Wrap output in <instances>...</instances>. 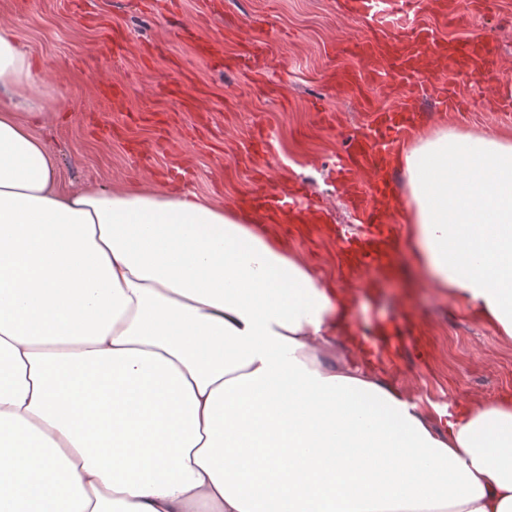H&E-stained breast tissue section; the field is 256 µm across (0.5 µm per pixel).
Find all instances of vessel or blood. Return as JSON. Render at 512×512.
I'll return each mask as SVG.
<instances>
[{
    "instance_id": "b4317fda",
    "label": "vessel or blood",
    "mask_w": 512,
    "mask_h": 512,
    "mask_svg": "<svg viewBox=\"0 0 512 512\" xmlns=\"http://www.w3.org/2000/svg\"><path fill=\"white\" fill-rule=\"evenodd\" d=\"M344 3L350 16L370 18L375 29L374 36L352 38L349 53L370 64L372 81H379L389 73L412 90L411 97L397 107L372 110L364 131L348 140L338 170L341 188L352 205L362 207L367 200L372 203L363 212L368 224L365 236L337 234L339 260L354 275L370 270L388 273L393 269L396 242L387 216L395 187L386 168V152L402 134L410 116L417 112V98L431 96L448 112L461 111L465 106L450 84L418 82L422 65L437 56L448 60L459 73L496 77L502 73L503 64L493 40L442 41L433 29L412 25L408 13L426 6L427 0H344ZM368 171L374 172V182L362 180V173ZM242 205L254 212L286 215L293 223L314 218L319 211L316 203L301 201L297 194L283 195L263 187L246 194ZM361 343L365 357L376 362L393 360L399 351V330L378 324L362 337Z\"/></svg>"
}]
</instances>
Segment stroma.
<instances>
[{"label": "stroma", "instance_id": "stroma-1", "mask_svg": "<svg viewBox=\"0 0 512 512\" xmlns=\"http://www.w3.org/2000/svg\"><path fill=\"white\" fill-rule=\"evenodd\" d=\"M343 0H0V23L13 26L43 74L34 92L49 107L38 135L59 156L62 185L94 182L192 191L227 208L265 186L303 184L327 208L331 224L358 232L359 222L334 181L348 138L368 121V108H388L406 95L402 84L370 80V66L343 53L372 24L344 14ZM439 38H491L503 79L512 80V0H490L485 17L448 21L419 14ZM268 41L269 63L244 59L248 40ZM355 73L361 92L330 80ZM447 79L467 101L463 112L423 102L427 126L487 128L512 136V116L497 103L498 81L458 74L430 62L423 81ZM501 78V79H502ZM271 234L354 296L356 329L377 322L414 330L431 354H404L385 366L412 394L439 403L512 399V344L419 273L411 245L398 243L395 269L346 280L335 239L303 234L287 222Z\"/></svg>", "mask_w": 512, "mask_h": 512}]
</instances>
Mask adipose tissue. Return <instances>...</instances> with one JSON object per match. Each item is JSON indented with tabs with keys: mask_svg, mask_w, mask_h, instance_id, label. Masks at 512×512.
Instances as JSON below:
<instances>
[{
	"mask_svg": "<svg viewBox=\"0 0 512 512\" xmlns=\"http://www.w3.org/2000/svg\"><path fill=\"white\" fill-rule=\"evenodd\" d=\"M38 81L0 23V512H58L59 471L68 512H512L511 401L376 372L349 298L237 210L61 189ZM391 164L418 267L512 343V136L419 130Z\"/></svg>",
	"mask_w": 512,
	"mask_h": 512,
	"instance_id": "ef3b65f1",
	"label": "adipose tissue"
}]
</instances>
